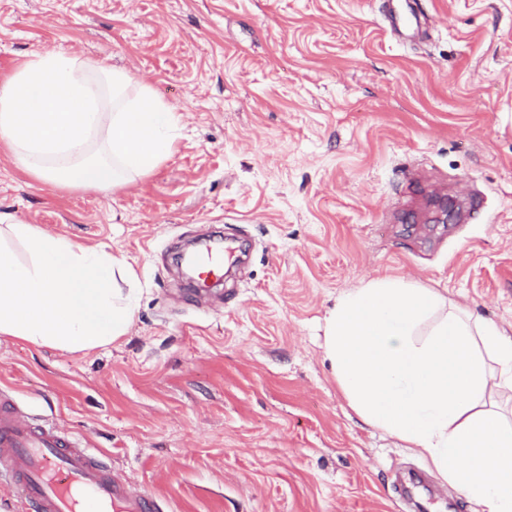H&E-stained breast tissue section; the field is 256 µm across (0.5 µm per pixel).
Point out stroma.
I'll return each instance as SVG.
<instances>
[{
    "mask_svg": "<svg viewBox=\"0 0 512 512\" xmlns=\"http://www.w3.org/2000/svg\"><path fill=\"white\" fill-rule=\"evenodd\" d=\"M0 0V78L62 49L130 71L180 121L130 186L59 187L0 144V213L123 258L128 334L85 352L0 335V391L73 429L155 512H408L426 471L364 423L324 318L373 277L433 288L512 335V0ZM221 230L247 262L188 289Z\"/></svg>",
    "mask_w": 512,
    "mask_h": 512,
    "instance_id": "1",
    "label": "stroma"
}]
</instances>
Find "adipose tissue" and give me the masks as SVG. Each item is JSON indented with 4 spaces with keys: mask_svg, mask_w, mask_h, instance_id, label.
Segmentation results:
<instances>
[{
    "mask_svg": "<svg viewBox=\"0 0 512 512\" xmlns=\"http://www.w3.org/2000/svg\"><path fill=\"white\" fill-rule=\"evenodd\" d=\"M173 112L127 70L62 50L0 80V142L57 186L111 191L172 147ZM25 247L20 259L14 243ZM125 260L0 214V335L77 353L134 317ZM324 352L349 406L481 512H512V336L434 289L379 277L339 298Z\"/></svg>",
    "mask_w": 512,
    "mask_h": 512,
    "instance_id": "obj_1",
    "label": "adipose tissue"
}]
</instances>
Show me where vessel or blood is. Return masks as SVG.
<instances>
[{"label": "vessel or blood", "instance_id": "obj_1", "mask_svg": "<svg viewBox=\"0 0 512 512\" xmlns=\"http://www.w3.org/2000/svg\"><path fill=\"white\" fill-rule=\"evenodd\" d=\"M228 246L206 244L194 259L206 278L224 275ZM0 477L22 495L29 512H149V500L116 480L111 468L54 426L31 421L0 394Z\"/></svg>", "mask_w": 512, "mask_h": 512}]
</instances>
